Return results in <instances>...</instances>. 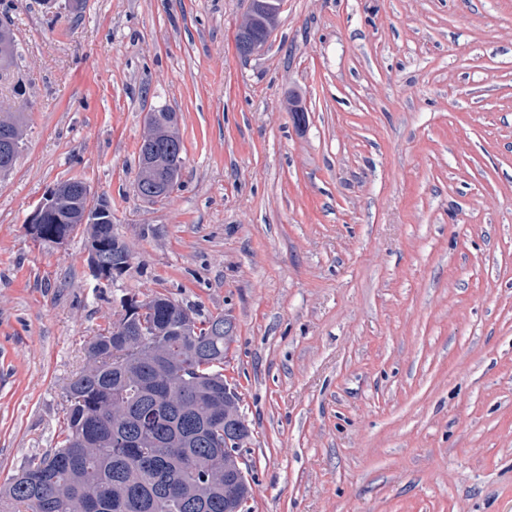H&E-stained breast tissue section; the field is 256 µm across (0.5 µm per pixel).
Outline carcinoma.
<instances>
[{"instance_id": "cac0c4a2", "label": "carcinoma", "mask_w": 512, "mask_h": 512, "mask_svg": "<svg viewBox=\"0 0 512 512\" xmlns=\"http://www.w3.org/2000/svg\"><path fill=\"white\" fill-rule=\"evenodd\" d=\"M279 12L271 7L246 16L241 27L266 43ZM19 46L11 27L0 26V80L18 68ZM155 153L168 164L154 182L157 195L179 183L183 143L173 112H155L149 124ZM24 119L0 112V176L14 168ZM45 216L39 240L66 242L80 227L86 249L102 246L109 261L129 252L112 231V212L92 200L82 182L67 181ZM98 221L82 224L85 210ZM155 335L143 342L125 336L112 321L89 338L85 364L65 389V423L54 448L29 459L0 485V512H234L249 490L224 487V419L241 414L240 397L223 418L211 415L224 391V355L230 342L207 336L203 326L224 323V314L202 315L155 291L140 301ZM185 322L202 325L198 341L177 333Z\"/></svg>"}]
</instances>
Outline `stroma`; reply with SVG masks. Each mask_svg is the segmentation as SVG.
I'll list each match as a JSON object with an SVG mask.
<instances>
[{
    "label": "stroma",
    "instance_id": "obj_1",
    "mask_svg": "<svg viewBox=\"0 0 512 512\" xmlns=\"http://www.w3.org/2000/svg\"><path fill=\"white\" fill-rule=\"evenodd\" d=\"M0 0L23 57L0 109V484L53 448L85 340L160 290L234 327L246 512H512V0ZM303 108L297 120L295 108ZM155 112L184 145L136 191ZM77 179L131 252L28 217ZM279 13L274 7H269V9H263L259 12H254L247 14L244 22L241 24L240 28H250L253 32V35L257 41L265 44L267 42V38L271 32L267 30H273ZM24 135V119L16 112H0V176L14 168Z\"/></svg>",
    "mask_w": 512,
    "mask_h": 512
}]
</instances>
